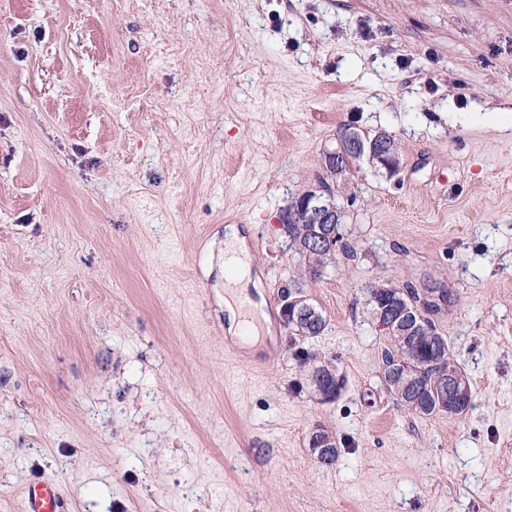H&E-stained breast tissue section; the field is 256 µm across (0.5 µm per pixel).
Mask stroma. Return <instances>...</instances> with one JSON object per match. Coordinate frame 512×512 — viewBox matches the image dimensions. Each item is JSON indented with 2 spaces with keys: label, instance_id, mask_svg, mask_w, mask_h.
Masks as SVG:
<instances>
[{
  "label": "stroma",
  "instance_id": "35a3bbf8",
  "mask_svg": "<svg viewBox=\"0 0 512 512\" xmlns=\"http://www.w3.org/2000/svg\"><path fill=\"white\" fill-rule=\"evenodd\" d=\"M504 109L512 0H0V512L41 476L70 512H512ZM350 125L392 134L398 172L339 185ZM325 185L345 222L304 280L279 217ZM229 224L272 307L233 353ZM372 283L453 292L430 318L464 415L384 389ZM297 287L320 336L282 318Z\"/></svg>",
  "mask_w": 512,
  "mask_h": 512
}]
</instances>
